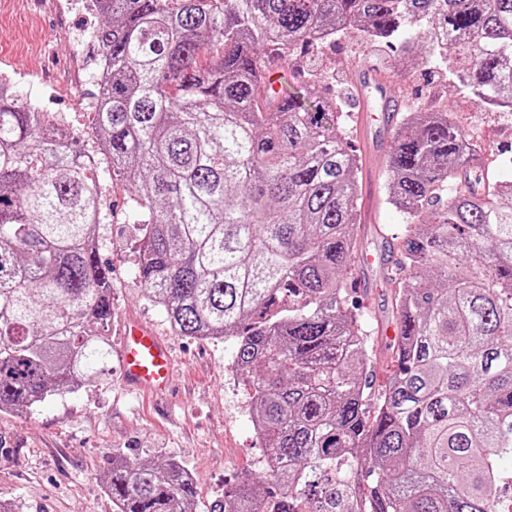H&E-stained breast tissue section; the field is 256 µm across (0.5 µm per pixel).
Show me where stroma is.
Wrapping results in <instances>:
<instances>
[{
    "mask_svg": "<svg viewBox=\"0 0 512 512\" xmlns=\"http://www.w3.org/2000/svg\"><path fill=\"white\" fill-rule=\"evenodd\" d=\"M99 21L82 0H40L23 6L0 0V73L12 74L22 101L44 112H61L90 153H98L90 108L98 67L81 36H92ZM378 66L404 111L451 112L468 139L480 145L485 161L512 180V111L478 104L444 68L405 69L396 49L369 43L360 32L342 36L304 63H290L288 83L314 96H340L347 112L349 143L361 161L360 236L368 259L351 278L352 294L377 326V344L394 334L391 289L384 264L405 217L385 201L390 143L378 141L387 124L377 113L368 131L357 122L356 96L345 94L354 66ZM105 188L107 222L99 230L98 253L112 267V322L134 316L152 324L170 343L176 360L167 396L127 393L120 372L73 393L48 397L24 415L0 413V500L16 512H112L103 474L113 456L140 461L173 460L194 477L196 512H209L225 484L265 472L266 449L250 417V389L224 377L235 353L233 338L202 341L175 335L164 312L153 306L135 274L133 219L123 202L127 188L99 171Z\"/></svg>",
    "mask_w": 512,
    "mask_h": 512,
    "instance_id": "obj_1",
    "label": "stroma"
}]
</instances>
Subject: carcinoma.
Masks as SVG:
<instances>
[{"mask_svg": "<svg viewBox=\"0 0 512 512\" xmlns=\"http://www.w3.org/2000/svg\"><path fill=\"white\" fill-rule=\"evenodd\" d=\"M94 104L138 279L173 331L235 340L267 472L209 512H499L512 501V181L449 112L394 127L386 385L347 272L360 160L336 100L264 74L357 30L512 110V0H103ZM98 167L68 119L0 93V412L112 372ZM112 512H193L175 463L119 456Z\"/></svg>", "mask_w": 512, "mask_h": 512, "instance_id": "obj_1", "label": "carcinoma"}]
</instances>
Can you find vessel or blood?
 Wrapping results in <instances>:
<instances>
[{
	"instance_id": "obj_1",
	"label": "vessel or blood",
	"mask_w": 512,
	"mask_h": 512,
	"mask_svg": "<svg viewBox=\"0 0 512 512\" xmlns=\"http://www.w3.org/2000/svg\"><path fill=\"white\" fill-rule=\"evenodd\" d=\"M354 81L360 95L359 121L370 125L375 112L387 101L386 77L369 67L356 71ZM121 376L127 389L159 395L168 388L174 367L167 340L155 329L134 317L120 328Z\"/></svg>"
}]
</instances>
